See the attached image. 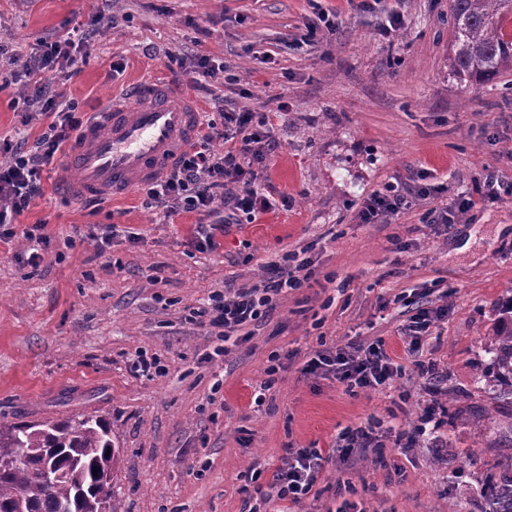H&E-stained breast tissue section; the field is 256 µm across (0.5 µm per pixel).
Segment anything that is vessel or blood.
I'll use <instances>...</instances> for the list:
<instances>
[{"instance_id": "vessel-or-blood-1", "label": "vessel or blood", "mask_w": 512, "mask_h": 512, "mask_svg": "<svg viewBox=\"0 0 512 512\" xmlns=\"http://www.w3.org/2000/svg\"><path fill=\"white\" fill-rule=\"evenodd\" d=\"M201 120L185 91L145 77L130 85L127 100L93 111L62 165L77 172L76 194L126 195L162 178L191 147Z\"/></svg>"}]
</instances>
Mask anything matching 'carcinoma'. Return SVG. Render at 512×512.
<instances>
[{"instance_id": "1", "label": "carcinoma", "mask_w": 512, "mask_h": 512, "mask_svg": "<svg viewBox=\"0 0 512 512\" xmlns=\"http://www.w3.org/2000/svg\"><path fill=\"white\" fill-rule=\"evenodd\" d=\"M450 71L461 82L512 72V0H451ZM495 363L512 378V319L494 336ZM0 512H118L120 450L105 419L81 414L38 423L0 421ZM49 469L54 478L46 480Z\"/></svg>"}]
</instances>
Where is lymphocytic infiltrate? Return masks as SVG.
Here are the masks:
<instances>
[{"mask_svg": "<svg viewBox=\"0 0 512 512\" xmlns=\"http://www.w3.org/2000/svg\"><path fill=\"white\" fill-rule=\"evenodd\" d=\"M75 43L71 38L42 42L37 59L29 67L27 91L32 102L41 104L52 122L31 147L11 142L0 143V240L14 237L20 216L33 207L43 194L41 174L64 145L75 138L86 116L74 109L56 110L58 92L54 72L63 65H75ZM273 115L269 112H228L223 124L203 120L201 131L190 150L185 152L165 179L150 185L145 203L164 217L183 212L212 216L209 224L197 225L194 237L199 249L216 250L218 232L232 224L235 217L249 219L272 210L271 200L259 192L256 182L268 155L275 149L269 136ZM225 141L224 150L213 148L214 141ZM512 196V183H502L495 174H487L483 189L458 197L454 205L431 209L432 224H453L461 213L501 196ZM411 206L409 194L394 185L373 192L359 211L364 224H383L388 217ZM276 277L260 281L233 294L215 293L208 308L196 311V320L219 329L224 339L237 336L244 327L258 324L273 310V298L281 293L308 286V260L293 261L283 255L277 263ZM333 370L346 389H378L401 371L387 353L383 342L368 346L353 345L335 353H315L304 365L307 373ZM322 455L312 448H287L286 463L273 474L271 487L281 501L297 504L313 490L321 467Z\"/></svg>", "mask_w": 512, "mask_h": 512, "instance_id": "1", "label": "lymphocytic infiltrate"}]
</instances>
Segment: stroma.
Masks as SVG:
<instances>
[{
    "mask_svg": "<svg viewBox=\"0 0 512 512\" xmlns=\"http://www.w3.org/2000/svg\"><path fill=\"white\" fill-rule=\"evenodd\" d=\"M449 0H0V137L33 144L48 116L25 118L24 72L39 42L77 32L92 52L58 75L62 103L91 112L142 77L182 85L200 55L223 63L192 98L223 111H275L277 150L261 178L273 210L225 229L199 251L201 217L173 222L141 191L79 198L57 169L23 225L52 238L0 243V420L93 413L121 452L120 512H242L287 447L323 456L314 493L270 512H488L512 480V382L490 339L512 304V196L477 206L448 230L430 209L453 204L486 170L512 181V73L484 85L449 75ZM335 30L300 40L304 23ZM427 188L385 224L360 223L384 184ZM119 231L106 251L95 232ZM306 251L316 285L277 297L251 336L224 345L191 322L224 286L273 277L274 260ZM448 317L423 337L434 376L412 365L379 390L349 392L308 374L315 352L384 340L406 357L404 327L423 308ZM158 358L143 373L139 353ZM284 360L267 376L272 353ZM445 414L421 418L431 386ZM425 424L407 448L392 438L343 457L346 426L397 433Z\"/></svg>",
    "mask_w": 512,
    "mask_h": 512,
    "instance_id": "35a3bbf8",
    "label": "stroma"
}]
</instances>
